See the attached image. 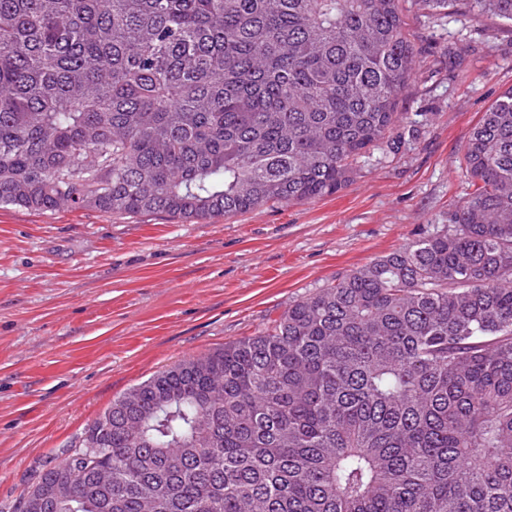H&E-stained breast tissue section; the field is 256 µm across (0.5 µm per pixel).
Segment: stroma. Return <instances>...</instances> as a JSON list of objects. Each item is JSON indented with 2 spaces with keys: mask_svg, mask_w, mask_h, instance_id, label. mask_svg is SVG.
<instances>
[{
  "mask_svg": "<svg viewBox=\"0 0 512 512\" xmlns=\"http://www.w3.org/2000/svg\"><path fill=\"white\" fill-rule=\"evenodd\" d=\"M403 119L307 203L224 219L0 207V512L131 387L258 334L350 270L434 234L476 190L462 148L512 88V23L404 0Z\"/></svg>",
  "mask_w": 512,
  "mask_h": 512,
  "instance_id": "1",
  "label": "stroma"
}]
</instances>
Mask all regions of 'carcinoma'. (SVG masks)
Masks as SVG:
<instances>
[{
    "mask_svg": "<svg viewBox=\"0 0 512 512\" xmlns=\"http://www.w3.org/2000/svg\"><path fill=\"white\" fill-rule=\"evenodd\" d=\"M459 1L512 22L419 0ZM415 58L401 0H0V206L332 195ZM463 163L449 224L130 388L15 512H512V89Z\"/></svg>",
    "mask_w": 512,
    "mask_h": 512,
    "instance_id": "cac0c4a2",
    "label": "carcinoma"
}]
</instances>
